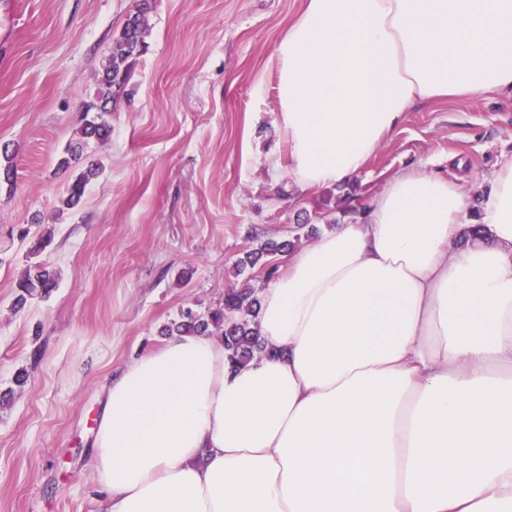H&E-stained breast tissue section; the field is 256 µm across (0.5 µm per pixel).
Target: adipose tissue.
I'll use <instances>...</instances> for the list:
<instances>
[{
	"instance_id": "ef3b65f1",
	"label": "adipose tissue",
	"mask_w": 512,
	"mask_h": 512,
	"mask_svg": "<svg viewBox=\"0 0 512 512\" xmlns=\"http://www.w3.org/2000/svg\"><path fill=\"white\" fill-rule=\"evenodd\" d=\"M273 56L289 177L343 185L415 107L512 94V0H306ZM259 320L246 365L176 334L109 378L101 512H512V160L476 208L394 174Z\"/></svg>"
}]
</instances>
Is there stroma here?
<instances>
[{
    "label": "stroma",
    "instance_id": "stroma-1",
    "mask_svg": "<svg viewBox=\"0 0 512 512\" xmlns=\"http://www.w3.org/2000/svg\"><path fill=\"white\" fill-rule=\"evenodd\" d=\"M305 0H151L149 48L132 95L108 116L112 138L57 165L93 93L112 35L135 0H0V512H97L88 458L100 387L132 357L159 347L183 308L221 304L225 289L269 285L231 276L256 238L299 224L344 222L339 200L363 206L394 174L424 163L465 174L463 190L512 159V97L437 101L403 125L347 186L299 190L273 176L287 158L277 123V40ZM101 168L81 203L59 211L65 185ZM52 243L39 254V236ZM57 285L15 308L30 265ZM28 380L16 385L19 371Z\"/></svg>",
    "mask_w": 512,
    "mask_h": 512
}]
</instances>
